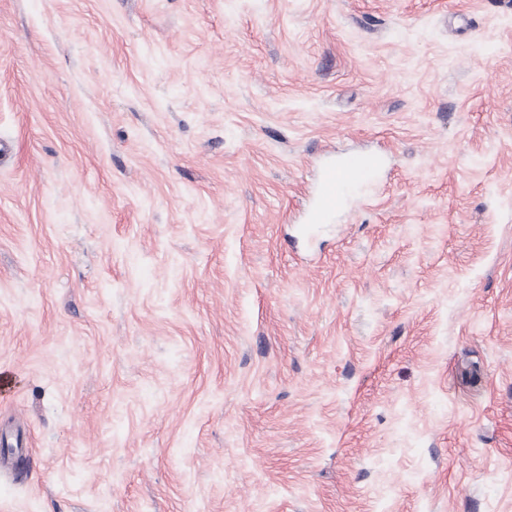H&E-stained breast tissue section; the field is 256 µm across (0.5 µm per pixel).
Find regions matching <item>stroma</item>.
<instances>
[{
  "instance_id": "35a3bbf8",
  "label": "stroma",
  "mask_w": 512,
  "mask_h": 512,
  "mask_svg": "<svg viewBox=\"0 0 512 512\" xmlns=\"http://www.w3.org/2000/svg\"><path fill=\"white\" fill-rule=\"evenodd\" d=\"M1 141L0 512H512V0H0ZM363 159L350 157L340 167L330 166L326 169L321 186L318 206L315 212L317 221L328 217L336 208L343 187L358 179L364 170Z\"/></svg>"
}]
</instances>
